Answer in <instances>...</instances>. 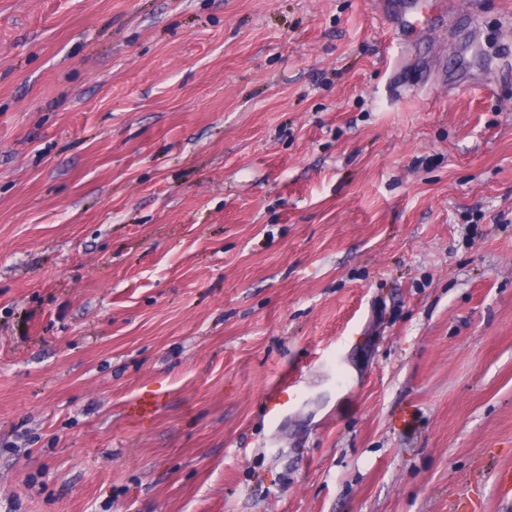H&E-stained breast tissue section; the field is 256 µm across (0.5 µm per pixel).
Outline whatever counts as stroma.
I'll return each instance as SVG.
<instances>
[{"label":"stroma","instance_id":"1","mask_svg":"<svg viewBox=\"0 0 512 512\" xmlns=\"http://www.w3.org/2000/svg\"><path fill=\"white\" fill-rule=\"evenodd\" d=\"M462 9L397 98L374 0H0V512H512V0ZM300 399L298 381L286 374L267 393L265 415L270 421H277L294 409ZM158 400L150 394L137 397L129 406V417L134 420H148L154 417L158 409Z\"/></svg>","mask_w":512,"mask_h":512}]
</instances>
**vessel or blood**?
Masks as SVG:
<instances>
[{"label": "vessel or blood", "instance_id": "vessel-or-blood-1", "mask_svg": "<svg viewBox=\"0 0 512 512\" xmlns=\"http://www.w3.org/2000/svg\"><path fill=\"white\" fill-rule=\"evenodd\" d=\"M378 11L398 32L404 45H412L423 24H435L444 16L445 9H456L455 0H376ZM301 392L291 375H284L268 392L264 411L269 420L284 417L298 404ZM158 409L157 399L150 394L137 397L128 407L130 418L148 420Z\"/></svg>", "mask_w": 512, "mask_h": 512}]
</instances>
